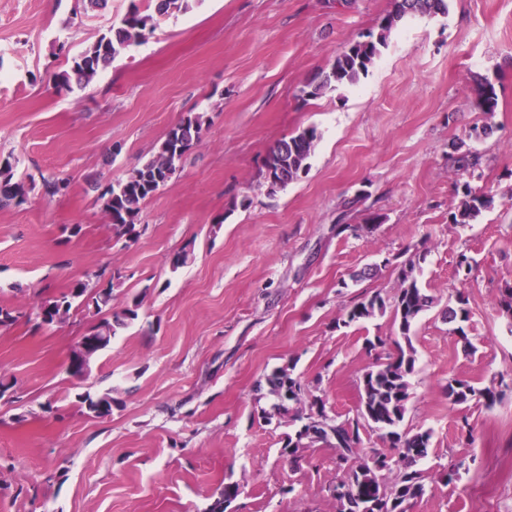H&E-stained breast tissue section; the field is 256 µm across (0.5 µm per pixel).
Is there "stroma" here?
<instances>
[{"label": "stroma", "instance_id": "35a3bbf8", "mask_svg": "<svg viewBox=\"0 0 512 512\" xmlns=\"http://www.w3.org/2000/svg\"><path fill=\"white\" fill-rule=\"evenodd\" d=\"M134 3L148 5L0 0V163L29 187L0 208V305H35L103 267L121 272L114 309L141 300L81 381L65 364L88 319L0 334V372L19 396L0 400V512H208L228 482L243 487L235 512H336L332 449L281 457L292 427L267 379L294 365L329 415L354 418L377 358L365 344L397 330L387 314L337 320L362 294L392 299L411 253L438 305L412 335L403 427L433 439L410 512H512V321L493 306L512 284V0H448L447 15L404 20L357 85L309 99L307 83L377 30L393 0H192L86 87L57 91L55 75ZM478 75L494 111L477 106ZM191 112L209 117L201 144L147 200L139 237H116L100 189ZM483 125L491 134L475 138ZM307 127L319 133L308 170L269 193L266 153ZM460 147L481 152L476 171L454 165ZM53 178L68 180L66 196L46 195ZM467 184L494 204L456 225ZM371 220L372 233L336 232ZM188 245L193 261L171 269ZM462 252L476 260L464 283ZM459 289L472 355L440 316ZM456 377L502 397L454 406ZM84 392L111 393V416L74 406ZM454 464V481H440Z\"/></svg>", "mask_w": 512, "mask_h": 512}]
</instances>
